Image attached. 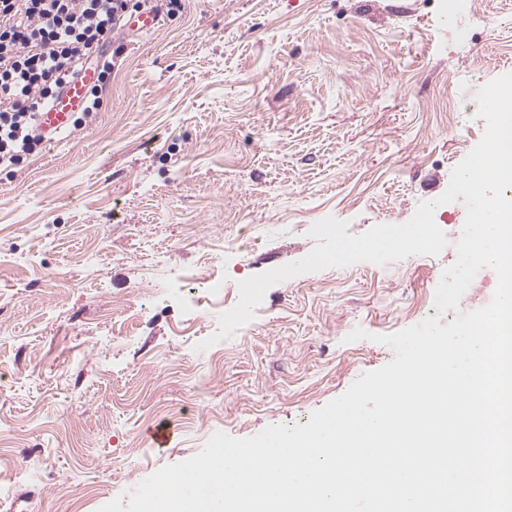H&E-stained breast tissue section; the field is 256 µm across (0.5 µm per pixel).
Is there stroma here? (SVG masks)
Listing matches in <instances>:
<instances>
[{
  "label": "stroma",
  "instance_id": "35a3bbf8",
  "mask_svg": "<svg viewBox=\"0 0 512 512\" xmlns=\"http://www.w3.org/2000/svg\"><path fill=\"white\" fill-rule=\"evenodd\" d=\"M113 42L101 109L0 170V512H97L214 433L307 424L393 359L374 335L453 321L459 202L439 256L297 275L199 347L317 221L359 235L445 192L473 94L512 73V0H178ZM161 11L156 8L141 10L129 25L132 32L148 34L158 29L161 22Z\"/></svg>",
  "mask_w": 512,
  "mask_h": 512
}]
</instances>
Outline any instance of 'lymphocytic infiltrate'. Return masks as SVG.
<instances>
[{
  "label": "lymphocytic infiltrate",
  "instance_id": "obj_1",
  "mask_svg": "<svg viewBox=\"0 0 512 512\" xmlns=\"http://www.w3.org/2000/svg\"><path fill=\"white\" fill-rule=\"evenodd\" d=\"M130 0H0V165L43 141L35 115L124 27Z\"/></svg>",
  "mask_w": 512,
  "mask_h": 512
}]
</instances>
